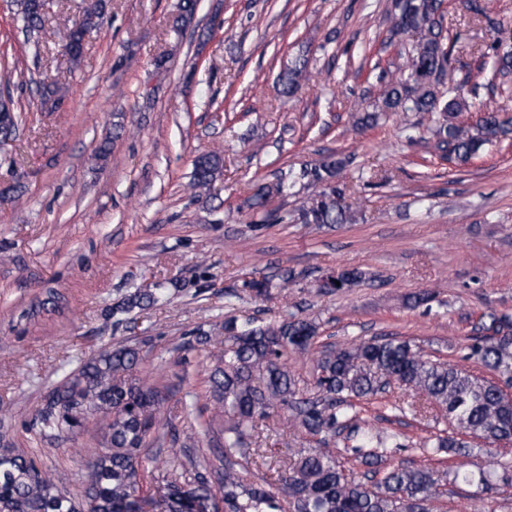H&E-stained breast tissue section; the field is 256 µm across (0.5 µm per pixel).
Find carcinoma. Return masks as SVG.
Returning <instances> with one entry per match:
<instances>
[{
	"instance_id": "carcinoma-1",
	"label": "carcinoma",
	"mask_w": 512,
	"mask_h": 512,
	"mask_svg": "<svg viewBox=\"0 0 512 512\" xmlns=\"http://www.w3.org/2000/svg\"><path fill=\"white\" fill-rule=\"evenodd\" d=\"M23 29L44 26L46 0H13ZM388 16L389 39L413 34L399 76L382 90V111L418 112L429 116L431 149L450 156L456 167L469 164L486 146L512 138V115L485 107L473 124L460 120L471 107L461 93L452 66L455 42L442 35V0H394ZM105 0H86L79 27L66 29L64 50L77 65L82 44L104 18ZM482 56L493 60L491 86L502 88L512 79V40L500 37ZM306 71L297 57L280 76V91L294 94ZM224 159L217 152L193 160L192 187L207 192L221 175ZM345 159L330 154L302 167L299 174L282 172L272 182L256 186L248 199L254 224H286L288 213L265 209L272 195L288 196L297 180L306 196L294 211L301 224H352L357 217L346 201V187L336 183ZM365 279V273H337V292ZM292 273L253 278L242 290L255 299L281 292ZM165 289L138 288L122 303L107 310L117 325L137 329L134 311L158 305ZM494 335L470 337L465 359L474 360L509 384L512 382V315H489ZM222 352L211 349L214 328L197 326L173 348L176 384L151 382L143 375L141 355L151 342L133 336L128 342L104 348L79 359L77 365L45 387L29 428L40 442L61 445L94 427L95 454L89 465L88 485L82 493L70 490L60 474L40 466L14 442V425L0 420V512H432V502L448 481L476 488L478 496L512 485V464L493 460L474 466L469 438L489 444H512V397L498 382L471 370L433 359L412 340L392 335L361 339L347 346L315 348L321 324L294 312L282 311L266 320L244 322L224 316ZM314 354L311 381L301 378L288 361ZM208 370L207 408L196 393L182 391L193 364ZM404 388L407 399L398 411L426 418L435 408L444 413L453 430L439 433L418 446L423 454L460 460L448 470L393 463L396 450L408 447L402 434L378 432L359 416L355 402L370 400L390 382ZM181 398H176V395ZM180 405L185 438L179 440L165 405ZM287 421L316 439L315 448H291L288 463L277 477L259 474L262 450L252 438L262 432L278 411ZM342 437L354 461L368 470L359 475L336 453L323 447L329 438ZM207 441L209 452L193 454V443ZM166 459L153 476L155 492L142 494L148 452L155 445Z\"/></svg>"
}]
</instances>
